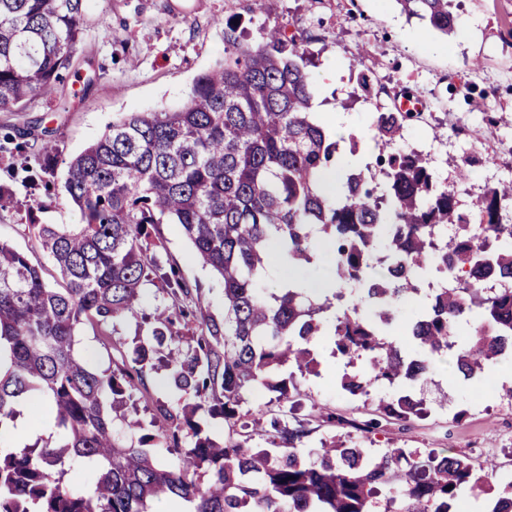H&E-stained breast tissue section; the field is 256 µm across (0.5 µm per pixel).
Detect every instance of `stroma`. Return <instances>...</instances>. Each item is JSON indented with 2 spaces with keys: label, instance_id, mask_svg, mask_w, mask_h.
Wrapping results in <instances>:
<instances>
[{
  "label": "stroma",
  "instance_id": "35a3bbf8",
  "mask_svg": "<svg viewBox=\"0 0 512 512\" xmlns=\"http://www.w3.org/2000/svg\"><path fill=\"white\" fill-rule=\"evenodd\" d=\"M458 25L442 36L407 18L396 0H90L74 62L50 97L32 101L24 112H0V135L29 122L58 148L56 196L42 208L44 192L10 179L18 158L0 151V183L13 202L0 206V240L29 254L44 268L48 282L59 273L51 258L24 232L30 219L42 224H75L79 213L63 184L72 157L98 140L122 113L174 110L186 101L194 79L224 57V30L234 24L248 43L264 27L309 36L308 48L317 95L316 111L343 112L350 126L341 154L370 158L378 149L372 115L391 108L401 89H410L429 112L427 123L407 131V143L427 155L435 175L456 181V164L467 155L476 162L460 187L470 203L485 186L512 179V0H458ZM372 74L369 92L359 89L360 65ZM500 116L498 125L483 121ZM162 232L169 255L189 280L203 287V304L224 312V288L196 260L180 226ZM319 373L300 386L303 405L333 411L337 424L312 420L309 443L333 436L381 451L404 448L420 453L448 449L477 462L493 461L499 473L512 474V399L504 387L512 373L494 369L463 382L451 355L435 357L428 379L415 387L426 412L408 421L382 419L378 398L390 389L373 388L367 399L342 393L343 373L363 371V361L346 363L328 345L319 346Z\"/></svg>",
  "mask_w": 512,
  "mask_h": 512
}]
</instances>
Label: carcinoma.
Segmentation results:
<instances>
[{
    "instance_id": "cac0c4a2",
    "label": "carcinoma",
    "mask_w": 512,
    "mask_h": 512,
    "mask_svg": "<svg viewBox=\"0 0 512 512\" xmlns=\"http://www.w3.org/2000/svg\"><path fill=\"white\" fill-rule=\"evenodd\" d=\"M86 2L0 0V111L23 112L53 93L73 64ZM397 2L432 30L454 33V0ZM308 55L304 36L274 27L249 45L230 26L224 60L194 79L182 108L126 112L77 154L65 189L81 223L27 225L59 268L61 287L0 240V441L28 396L33 423L57 432L20 451L0 445V512H152L155 502L186 512H455L465 488L491 484L495 465L477 468L446 451L370 456L333 437L297 453L310 434L298 378L318 373L323 342L349 364L366 361L365 373L342 375L341 391L395 388L378 411L401 421L422 412L412 387L433 357L453 353L466 380L512 360V286L481 288L491 272L512 282V224L503 223L512 180L463 205L458 186L439 182L423 154L401 144L423 117L397 108L373 113L379 153L357 168L313 110ZM3 139L24 160L36 147L19 129ZM55 166L43 146L38 169L22 166L25 183L51 197ZM329 168L342 179L334 199L319 188ZM379 176L388 193L376 196L369 185ZM162 224L180 225L223 284L224 318L203 311L202 286L163 259ZM273 243L297 268L317 263L322 248L332 252L336 292L320 301L301 281L261 287ZM425 269L453 286L431 289L425 314L410 312L406 353L387 326L418 293ZM148 282L171 304L143 317L146 334L130 345L116 327L138 317ZM348 286L358 300L345 304ZM87 330L125 349L115 368L93 371L76 354ZM183 336L191 337L187 349L158 357ZM158 362L188 401L151 400L147 433L136 404ZM255 389L281 403L263 447L252 443L257 421L240 411ZM127 406L130 435L122 439L112 411ZM202 413L221 416L232 436L212 439ZM185 444L181 464L159 462L158 449ZM86 462L95 465L88 496L66 480ZM483 512H512V480Z\"/></svg>"
}]
</instances>
